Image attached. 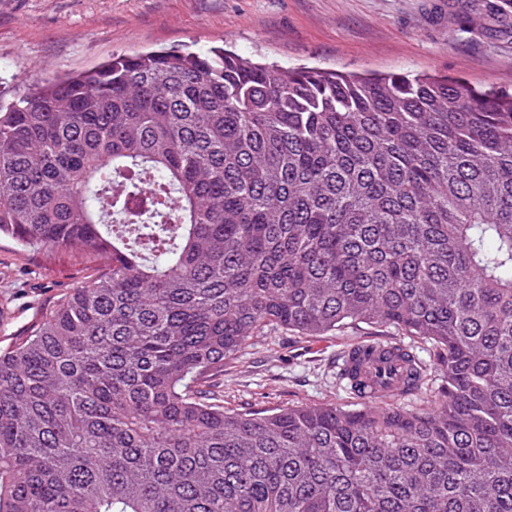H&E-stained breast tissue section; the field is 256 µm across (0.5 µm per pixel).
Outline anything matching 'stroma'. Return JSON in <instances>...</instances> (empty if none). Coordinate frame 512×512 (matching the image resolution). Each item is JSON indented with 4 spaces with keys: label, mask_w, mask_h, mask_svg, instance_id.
Segmentation results:
<instances>
[{
    "label": "stroma",
    "mask_w": 512,
    "mask_h": 512,
    "mask_svg": "<svg viewBox=\"0 0 512 512\" xmlns=\"http://www.w3.org/2000/svg\"><path fill=\"white\" fill-rule=\"evenodd\" d=\"M223 47L285 68L429 73L512 94V0H0V98L117 54ZM100 271L64 250L33 253L0 238V350ZM372 339L429 345L393 327L323 336L273 330L224 368V406L270 411L357 404L338 374Z\"/></svg>",
    "instance_id": "obj_1"
}]
</instances>
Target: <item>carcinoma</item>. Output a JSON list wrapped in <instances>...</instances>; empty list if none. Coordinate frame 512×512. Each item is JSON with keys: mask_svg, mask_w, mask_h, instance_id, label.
<instances>
[{"mask_svg": "<svg viewBox=\"0 0 512 512\" xmlns=\"http://www.w3.org/2000/svg\"><path fill=\"white\" fill-rule=\"evenodd\" d=\"M1 235L104 273L0 351V512H512L511 94L116 55L0 105ZM358 324L424 404L224 409L252 337Z\"/></svg>", "mask_w": 512, "mask_h": 512, "instance_id": "obj_1", "label": "carcinoma"}]
</instances>
